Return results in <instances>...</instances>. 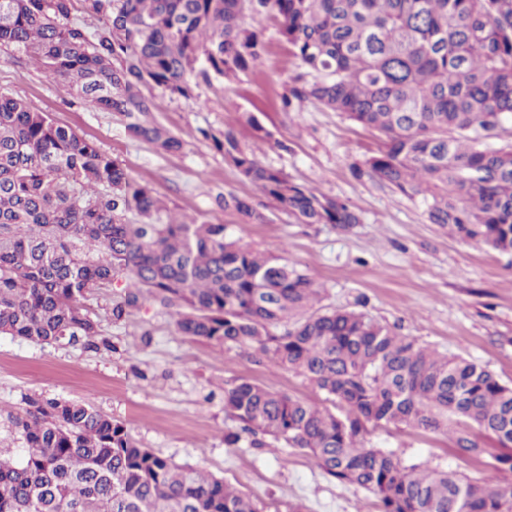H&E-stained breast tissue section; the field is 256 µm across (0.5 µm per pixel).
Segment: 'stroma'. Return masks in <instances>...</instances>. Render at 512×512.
<instances>
[{"instance_id": "obj_1", "label": "stroma", "mask_w": 512, "mask_h": 512, "mask_svg": "<svg viewBox=\"0 0 512 512\" xmlns=\"http://www.w3.org/2000/svg\"><path fill=\"white\" fill-rule=\"evenodd\" d=\"M242 23L264 32L267 48L256 67L198 82L190 103L155 85L142 86L149 121L182 141L177 152L131 139L121 117L85 108L34 62L6 49L0 50V92L21 96L94 141L128 174L148 183L172 216L226 225L243 244L304 270L324 290L322 309L364 312L399 335L472 360L512 383V253L452 237L428 221L420 200L356 176L354 166L378 150L376 135L311 101L285 109L282 96L298 68L279 22L247 12ZM250 115L271 132L270 142L253 138L245 122ZM228 128L264 166L351 204L360 224L344 230L298 223L244 182L202 136ZM227 192L251 198L263 223H246L220 205L219 196ZM124 287L116 282L112 292L91 302L104 339L97 348L0 336V454H23L11 413L30 398H63L112 417L157 454L224 479L263 502L266 512H288L292 503L303 504L305 512H376L371 493L341 485L298 449L272 439L262 448L224 445L232 425L224 414L227 382L246 378L327 409L324 394L250 347L178 335L174 311L157 301H141L130 316L112 321V295ZM368 441L395 452L407 466L427 462L471 478L484 474L480 463L458 458L443 434L378 429Z\"/></svg>"}]
</instances>
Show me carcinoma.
Returning a JSON list of instances; mask_svg holds the SVG:
<instances>
[{
  "label": "carcinoma",
  "instance_id": "cac0c4a2",
  "mask_svg": "<svg viewBox=\"0 0 512 512\" xmlns=\"http://www.w3.org/2000/svg\"><path fill=\"white\" fill-rule=\"evenodd\" d=\"M73 2L0 0V48L26 55L88 107L123 115L131 138L180 150L144 120L140 86L192 101L191 75L249 70L266 42L242 16L272 13L299 61L286 106L312 99L375 132L371 177L422 197L429 222L460 239L512 252V140H503L512 0H91L92 31L71 21ZM202 135L301 223H361L347 203L262 165L233 130ZM224 207L264 221L246 197L229 193ZM160 209L152 188L95 143L0 93V335L91 346L101 326L86 301L125 276L112 319L154 299L175 309L179 335L252 346L340 410L238 379L224 387V413L237 423L224 447L259 448L271 435L372 493L378 512H512V384L361 311L315 310L321 289L303 271L224 224L165 222ZM10 421L25 448L18 461L0 457V512H265L88 405L30 399ZM390 426L449 436L487 475L407 467L367 446L372 430ZM485 435L503 451L484 447Z\"/></svg>",
  "mask_w": 512,
  "mask_h": 512
}]
</instances>
